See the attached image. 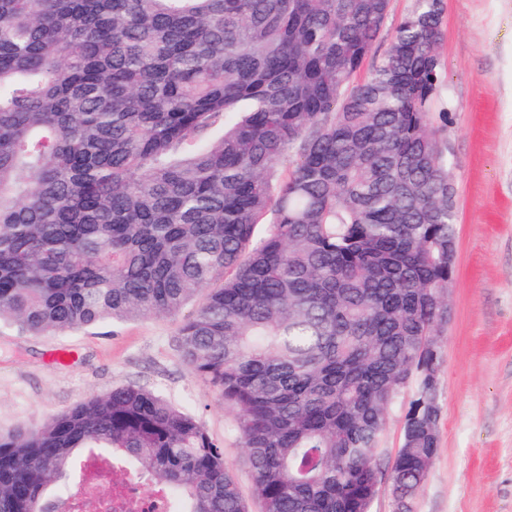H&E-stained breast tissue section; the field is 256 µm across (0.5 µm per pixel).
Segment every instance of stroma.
<instances>
[{
	"label": "stroma",
	"instance_id": "obj_1",
	"mask_svg": "<svg viewBox=\"0 0 512 512\" xmlns=\"http://www.w3.org/2000/svg\"><path fill=\"white\" fill-rule=\"evenodd\" d=\"M440 101L456 224L450 319L438 339L439 450L412 512H512V0H444ZM180 317L25 336L0 327V434L36 430L115 385L157 389L224 447L249 512H261L236 417L181 361ZM54 349L77 358L59 363ZM408 387L388 411L371 512H395L389 481Z\"/></svg>",
	"mask_w": 512,
	"mask_h": 512
}]
</instances>
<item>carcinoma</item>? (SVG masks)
Returning a JSON list of instances; mask_svg holds the SVG:
<instances>
[{"label":"carcinoma","instance_id":"carcinoma-1","mask_svg":"<svg viewBox=\"0 0 512 512\" xmlns=\"http://www.w3.org/2000/svg\"><path fill=\"white\" fill-rule=\"evenodd\" d=\"M389 8L0 0V324L176 316L207 291L175 347L235 412L262 512H370L414 379L400 512L438 451L457 221L443 0H415L387 37ZM94 456L174 512H247L201 421L138 385L1 435L0 512H57ZM415 392L416 383L413 382L388 411L386 427L380 439V449L377 456L379 492L372 503L370 512H396L389 481V470L398 448L402 445L405 415Z\"/></svg>","mask_w":512,"mask_h":512}]
</instances>
